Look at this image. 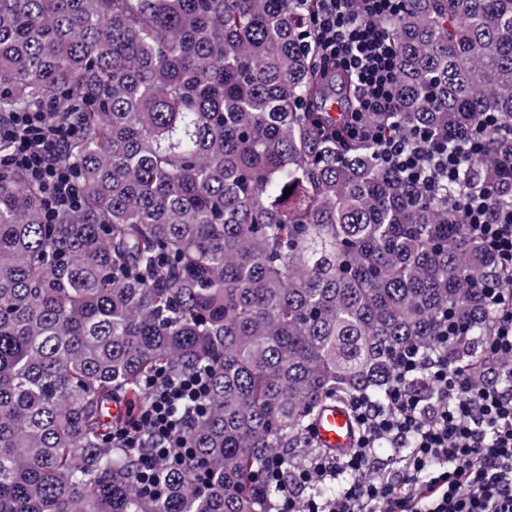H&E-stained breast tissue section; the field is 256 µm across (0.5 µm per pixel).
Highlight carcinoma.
Listing matches in <instances>:
<instances>
[{
    "mask_svg": "<svg viewBox=\"0 0 512 512\" xmlns=\"http://www.w3.org/2000/svg\"><path fill=\"white\" fill-rule=\"evenodd\" d=\"M320 0H0V114L46 103L79 206L0 172V512H271L266 459L330 403H380L437 324L478 370L512 290L454 204L487 186L512 208V0H406L387 21L398 111L462 153L430 194L347 136L353 82L318 69ZM292 188L284 196L285 188ZM206 370L190 456L139 482L125 415L157 371Z\"/></svg>",
    "mask_w": 512,
    "mask_h": 512,
    "instance_id": "cac0c4a2",
    "label": "carcinoma"
}]
</instances>
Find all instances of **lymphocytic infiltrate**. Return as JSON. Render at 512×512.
Segmentation results:
<instances>
[{
  "label": "lymphocytic infiltrate",
  "instance_id": "obj_1",
  "mask_svg": "<svg viewBox=\"0 0 512 512\" xmlns=\"http://www.w3.org/2000/svg\"><path fill=\"white\" fill-rule=\"evenodd\" d=\"M403 4L321 0L311 24L322 72L341 70L354 79L349 136L375 144L384 164L430 191L457 177L463 154H438L424 135L396 138L371 121L397 107L399 58L384 22ZM55 117V108L44 107L0 119V143L10 146L0 152V168L22 169L41 184L51 213L78 205L73 175L59 160L63 141L77 129ZM458 211L500 267L512 270V210L497 209L488 190L475 189ZM486 293L495 318L482 377L468 366H449L442 354H404L384 404L351 400L358 434L347 453L268 458L262 477L280 492L275 512H512V388L499 382L503 359L512 358V296L492 285ZM150 386L153 394L124 439L140 449L142 482L152 487L158 461L189 455L183 434L192 415L181 407L203 401L208 384L200 373H160ZM382 447L389 451L383 461ZM329 485L336 495H313V487Z\"/></svg>",
  "mask_w": 512,
  "mask_h": 512
}]
</instances>
